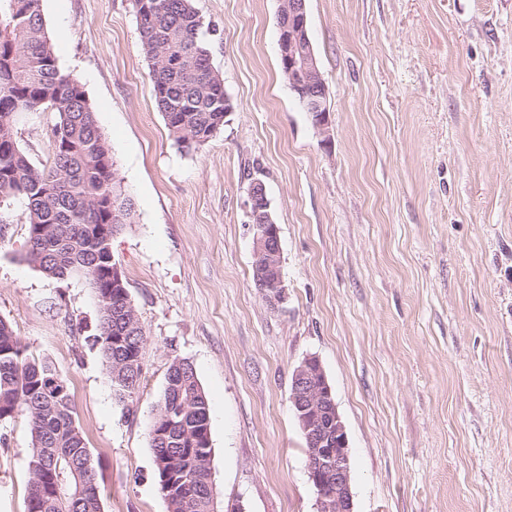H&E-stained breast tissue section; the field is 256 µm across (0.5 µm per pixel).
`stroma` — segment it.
Returning <instances> with one entry per match:
<instances>
[{
    "mask_svg": "<svg viewBox=\"0 0 512 512\" xmlns=\"http://www.w3.org/2000/svg\"><path fill=\"white\" fill-rule=\"evenodd\" d=\"M233 109L181 148L155 103L131 0H41L135 204L112 240L147 335L118 401L88 280L24 261L0 213V318L67 381L103 512H167L149 428L170 363L210 406L217 510L317 512L290 402L322 364L348 436L355 512H512V0H307L327 91L319 133L280 63L279 0H194ZM57 113L16 139L50 164ZM261 179L287 299L253 281L246 202ZM29 425L0 423V512H26Z\"/></svg>",
    "mask_w": 512,
    "mask_h": 512,
    "instance_id": "1",
    "label": "stroma"
}]
</instances>
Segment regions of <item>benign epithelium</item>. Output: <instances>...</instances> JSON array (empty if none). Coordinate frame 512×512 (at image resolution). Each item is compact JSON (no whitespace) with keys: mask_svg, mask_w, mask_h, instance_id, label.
<instances>
[{"mask_svg":"<svg viewBox=\"0 0 512 512\" xmlns=\"http://www.w3.org/2000/svg\"><path fill=\"white\" fill-rule=\"evenodd\" d=\"M306 0H280L278 15L280 63L292 92L304 111L313 115L317 130L328 128L326 86L308 36ZM248 217L254 230L256 280L270 284L269 302L286 301L282 286L279 226L270 211L266 189L256 179L249 185ZM290 401L311 453L310 481L316 489L318 512H354L350 456L344 423L318 359H305L292 376Z\"/></svg>","mask_w":512,"mask_h":512,"instance_id":"benign-epithelium-1","label":"benign epithelium"}]
</instances>
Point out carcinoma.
<instances>
[{
  "label": "carcinoma",
  "mask_w": 512,
  "mask_h": 512,
  "mask_svg": "<svg viewBox=\"0 0 512 512\" xmlns=\"http://www.w3.org/2000/svg\"><path fill=\"white\" fill-rule=\"evenodd\" d=\"M149 62L155 101L176 142L196 148L224 126V82L211 63L204 22L193 0H132ZM58 113L53 163L36 167L15 137L22 112ZM25 204L29 241L24 259L45 276L86 277L91 285L112 265V240L132 223L134 204L122 193L115 162L82 87L64 74L47 35L41 0H0V204ZM109 226L98 235L95 228ZM99 328L94 336L115 396L123 402L140 387L147 337L128 288L95 289ZM56 372L36 361L0 318V421L27 417L32 460L27 512H102V489L92 455L76 423L69 392L43 390ZM177 410L150 436L157 483L168 512H214L210 410L193 365L170 364L156 412ZM89 466L80 497H54L53 480Z\"/></svg>",
  "instance_id": "carcinoma-1"
}]
</instances>
